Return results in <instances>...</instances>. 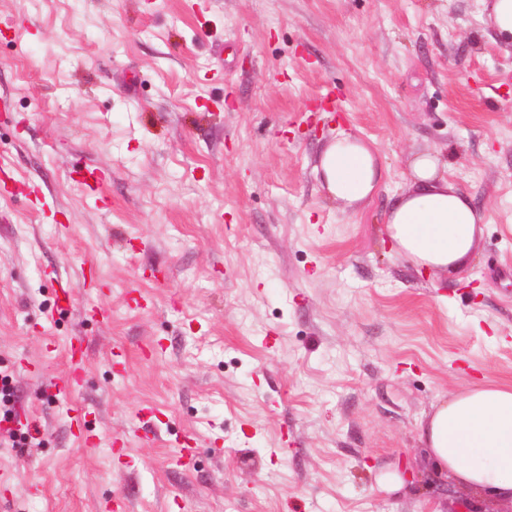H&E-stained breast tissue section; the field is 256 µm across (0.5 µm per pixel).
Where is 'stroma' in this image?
<instances>
[{
	"instance_id": "1",
	"label": "stroma",
	"mask_w": 512,
	"mask_h": 512,
	"mask_svg": "<svg viewBox=\"0 0 512 512\" xmlns=\"http://www.w3.org/2000/svg\"><path fill=\"white\" fill-rule=\"evenodd\" d=\"M481 10L0 0V163L57 205L0 195V370L37 426L29 452L0 443V512H100L116 496L131 512H456L471 498L428 484L419 425L441 396L512 382V43ZM342 132L388 168L353 209L316 172ZM423 152L484 217L459 272L416 267L387 234ZM87 169L104 172L106 206ZM62 289L73 303L57 314ZM73 336L85 372L63 398L44 382L66 377ZM76 410L97 452L71 436ZM189 431L204 444L190 475L176 462ZM389 475L404 488L381 489Z\"/></svg>"
}]
</instances>
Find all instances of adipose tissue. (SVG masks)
Segmentation results:
<instances>
[{
  "label": "adipose tissue",
  "instance_id": "adipose-tissue-1",
  "mask_svg": "<svg viewBox=\"0 0 512 512\" xmlns=\"http://www.w3.org/2000/svg\"><path fill=\"white\" fill-rule=\"evenodd\" d=\"M316 171L322 189L346 208L371 198L383 177L379 149L345 133L324 148ZM410 172L409 189L387 211L388 234L416 266L457 270L473 254L483 219L439 157L416 155ZM420 442L440 479L512 503V384L481 381L440 398Z\"/></svg>",
  "mask_w": 512,
  "mask_h": 512
}]
</instances>
